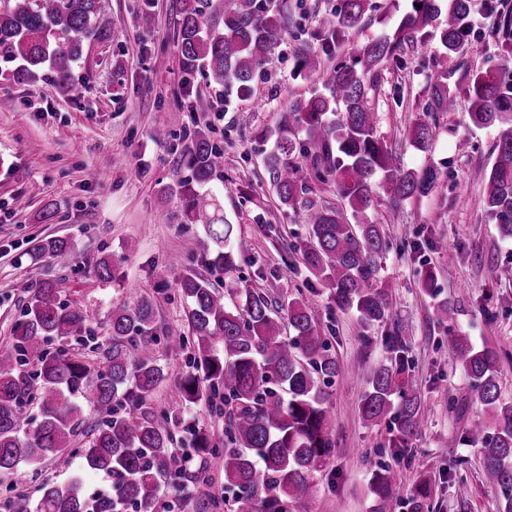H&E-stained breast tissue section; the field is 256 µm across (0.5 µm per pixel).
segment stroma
Wrapping results in <instances>:
<instances>
[{"mask_svg": "<svg viewBox=\"0 0 512 512\" xmlns=\"http://www.w3.org/2000/svg\"><path fill=\"white\" fill-rule=\"evenodd\" d=\"M102 3L112 37L86 47L70 87L0 79V354L11 350L21 307L47 279L61 281L67 298L81 303L96 336H106L113 309L142 293L157 296L158 334L188 333L176 276L163 272L176 256L184 269L218 287L255 288L281 303L303 296L329 338L340 366L326 389L336 449L316 473L313 493L289 512H371L369 479L382 463L397 472L393 512H408L406 501L422 476L432 483V512H504L501 489L484 480L480 455L465 442L471 426L487 415L448 342L462 334L476 347L495 349L502 358L501 395L512 401V281L498 275L499 267L512 266V240L500 237L472 177L492 160L496 131L471 126L462 111L434 114L427 155L407 143L404 132L421 117L441 72L450 73L449 85L461 99L479 71L512 83V66L503 64L512 32L500 23L502 14L512 12V0H470L478 25L462 57L448 60L437 38H430L407 48L402 65H387L370 93L377 134L396 149L402 167L430 164L445 178L421 202L396 206L383 198L371 210V220L382 224L391 245L380 272L391 305L386 322L369 330L354 312L337 309L328 288L305 266L298 246L308 227L280 207L264 164L274 141L261 136L288 99L319 87L317 78L296 77L295 51L338 10L339 0H272L271 9L288 20V32L256 76L252 96L225 93L220 113L187 109L192 98L213 89L201 75L181 68L173 36L175 0ZM370 3L363 28L370 39L391 33L411 7V0ZM146 8L154 15L148 28L140 23ZM179 110L183 125L167 141L154 140V130L169 125ZM206 126L215 128L224 151V175L208 189L233 237L248 243L236 271L228 274L206 264L205 229L183 223L174 192L189 175L181 151L194 131ZM48 210L54 214L49 221L43 218ZM49 237L73 242L69 264L30 258L33 242ZM104 251L118 266L109 282L93 273ZM424 269L434 274L427 288L419 280ZM441 301L454 311L443 323L435 316ZM396 330L410 350L412 380L426 409L422 429L399 458L386 450L393 424H369L356 410L369 371L387 356L385 338ZM158 356L165 379L143 411L161 423L193 420L223 445L222 413L204 403L182 408L175 400L185 356L163 349ZM98 418L84 408L71 448L0 477V512H34L43 482L62 484L81 472L78 450Z\"/></svg>", "mask_w": 512, "mask_h": 512, "instance_id": "35a3bbf8", "label": "stroma"}]
</instances>
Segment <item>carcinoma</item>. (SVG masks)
Masks as SVG:
<instances>
[{
  "label": "carcinoma",
  "instance_id": "1",
  "mask_svg": "<svg viewBox=\"0 0 512 512\" xmlns=\"http://www.w3.org/2000/svg\"><path fill=\"white\" fill-rule=\"evenodd\" d=\"M369 0H340V8L315 37L316 45L296 52L297 74L322 79V89L289 100L279 111L270 135L275 148L267 157L270 183L281 207L299 212L309 224L299 245L306 265L319 275L336 307L355 311L362 327L384 322L389 294L379 287L381 259L389 241L381 225L366 215L374 198L394 203L417 202L437 187L440 172L432 166L403 169L396 152L376 132V113L369 106L385 65L400 64L404 47L423 43L435 30L443 53L460 56L471 36L469 0H448L447 21L435 27L439 0H413L393 35L362 39ZM177 43L184 70L199 73L214 88L253 93V80L287 33L285 19L264 0H178ZM112 36L101 0H0V63L9 65L17 82L51 80L68 85L86 45ZM342 48L336 63L324 60ZM462 108L475 128L496 130L493 160L474 171L483 185V204L498 220L500 236L512 240V84L492 72L472 75L462 101L452 93L448 76L431 85L424 112ZM406 139L419 152L432 146L429 122L419 120ZM302 157L307 164L297 162ZM188 178L178 184L182 218L205 225L215 249H206L208 264L230 272L247 249L231 243L218 201L203 190L224 174V152L211 128L194 132L184 149ZM332 183L341 200L325 206L315 197L313 181ZM71 241L53 237L38 242L33 256L62 262ZM94 272L103 281L114 277L112 255L103 254ZM188 300L191 337L168 334L166 349L186 351L187 370L178 383V398L191 406L220 399L224 411V483L232 489L236 512H288L314 486L315 473L328 464L335 442L324 387L340 372L321 323L308 302L294 297L273 307L251 288L221 291L191 271L178 281ZM58 281H44L21 309L13 328L12 350L0 356V473L22 463L37 464L68 447L82 423L81 401L102 414L80 449L84 467L112 478L108 492L89 495L82 474L67 484L45 482L36 512H123L132 505L154 512L161 482L189 484L202 508L214 506L206 457L217 447L196 424L192 448L200 457L192 471L179 465L173 434L140 412L149 392L164 380L155 346V301L148 294L112 313L108 336L93 348L103 354L95 365L53 342L95 340L83 307L62 299ZM391 356L371 373L357 410L377 425L389 419L397 435L390 452L402 454L424 424L425 407L411 384L409 351L395 333L387 337ZM458 364L468 376L475 401L493 419L477 423L466 440L482 458L486 482L498 486L512 512V402L501 399L500 356L477 348L467 336H450ZM37 402L39 419L24 410ZM372 512H390L396 474L388 467L373 471ZM432 486L420 478L408 512H430Z\"/></svg>",
  "mask_w": 512,
  "mask_h": 512
}]
</instances>
